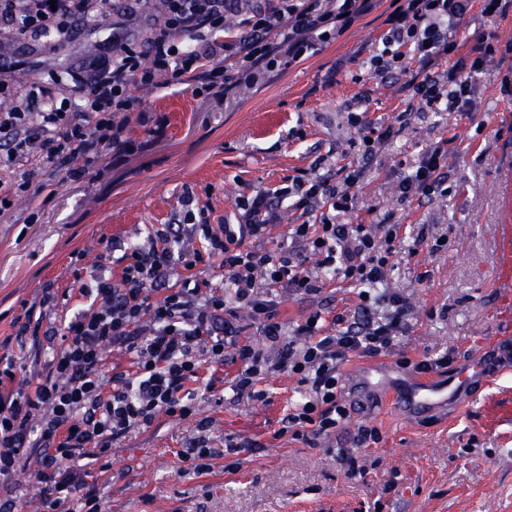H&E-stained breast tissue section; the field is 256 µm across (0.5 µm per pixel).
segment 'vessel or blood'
I'll list each match as a JSON object with an SVG mask.
<instances>
[{"mask_svg": "<svg viewBox=\"0 0 512 512\" xmlns=\"http://www.w3.org/2000/svg\"><path fill=\"white\" fill-rule=\"evenodd\" d=\"M484 369L482 357L477 356L464 369L450 375L445 383L437 384L427 379H418L395 386L388 380V367L369 364L363 367L361 379L367 388H387V399L394 410L406 415L448 403L459 390L467 387L475 377L482 375Z\"/></svg>", "mask_w": 512, "mask_h": 512, "instance_id": "1", "label": "vessel or blood"}]
</instances>
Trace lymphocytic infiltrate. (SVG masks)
<instances>
[{"instance_id":"f902f5d3","label":"lymphocytic infiltrate","mask_w":512,"mask_h":512,"mask_svg":"<svg viewBox=\"0 0 512 512\" xmlns=\"http://www.w3.org/2000/svg\"><path fill=\"white\" fill-rule=\"evenodd\" d=\"M151 0H0V35L29 49L44 38L69 42L77 25L99 26L113 9L137 17ZM144 35L115 41L71 75V96L57 100L45 80L33 82L27 98L41 101L39 127L22 106L0 111V213L11 197L29 192L31 176L15 181L17 161L39 144L38 169L48 179L83 178L92 165L129 152L132 143L118 114L135 112L134 91L202 78L209 94H224L233 81L257 83L275 63L296 60L316 42L341 34L371 11L375 0H158ZM512 8V0H401L388 15L384 48L369 59L375 74L409 70L417 56L425 76L412 85L423 112H464L471 104L473 74L492 48L477 42L462 54L458 28L472 10L487 18ZM239 19L241 36L222 38L226 16ZM452 58L448 70L437 62ZM363 143L360 156L335 181L317 161L275 188L244 186L235 223H197L193 191L179 199L182 218L154 230L147 240L127 244L115 276L96 274L80 293L88 308L56 326H44L36 311L58 305V290L44 284L38 308H26L12 323L17 342H31L45 357L37 380L17 381V365L0 356V481L9 482L32 461L42 485V512H102L89 490L80 458L98 460L114 441L150 427L159 415L185 419L195 412V388L215 391L202 375L204 364L232 358L236 398L265 402L262 376H294L301 400L282 428L311 440L335 432L350 416L342 369L352 356L394 354L409 329L406 297L384 290L405 239L442 250L425 225L347 224L356 190L373 156L399 133L374 126L366 112L351 114ZM401 201L448 193V152L424 149L398 184ZM294 214L281 222L283 211ZM221 257L220 271L202 267ZM345 283L358 288L355 307L335 311L319 298ZM291 298L319 304L292 329L278 319ZM247 311L255 339L243 338L239 311ZM120 351L130 366L101 375L107 353Z\"/></svg>"}]
</instances>
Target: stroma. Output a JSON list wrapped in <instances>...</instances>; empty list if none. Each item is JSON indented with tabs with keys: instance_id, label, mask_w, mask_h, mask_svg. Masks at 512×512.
<instances>
[{
	"instance_id": "stroma-1",
	"label": "stroma",
	"mask_w": 512,
	"mask_h": 512,
	"mask_svg": "<svg viewBox=\"0 0 512 512\" xmlns=\"http://www.w3.org/2000/svg\"><path fill=\"white\" fill-rule=\"evenodd\" d=\"M391 11V0H379L335 39L223 100L196 94L191 81L139 90L149 119L129 115L133 152L95 164L80 180L18 196L0 215V340L12 335L22 303H34L44 283L64 292L89 281L98 265L112 266L118 254L106 251V240L135 242L173 223L184 189L206 205L214 224L233 218L244 186H278L319 156L339 171L359 148L361 134L348 117L360 97L375 126L402 112L408 125L371 162L349 223L425 224L448 239L437 254L422 248L403 257L389 274L388 288L413 308L400 351L411 364L449 354L439 371L445 377L471 352L492 347L504 358L500 376L474 380L448 407L402 417L390 412L382 391L359 389L364 360L352 357L343 372L354 411L335 434L311 443L278 434L300 399L288 374L259 382L263 404L220 402L198 391L195 416L163 415L113 443L109 469L84 460L105 512H366L374 504L379 512H512V204L502 198L512 178V96L501 91L512 80V9L491 21L472 11L460 27L464 46L484 35L494 50L474 75L472 112L424 114L404 77L369 71ZM144 25L119 16L111 27H77L60 50L49 43L33 51L0 46V55L15 66V86L52 72L63 98L68 72ZM441 140L447 196L400 202L401 165ZM201 419L211 422L212 446L236 436L253 448L194 471L181 454ZM363 424L380 430L377 447H353ZM340 447L350 449L352 464L337 461ZM34 472L25 467L0 486L15 512H38Z\"/></svg>"
}]
</instances>
